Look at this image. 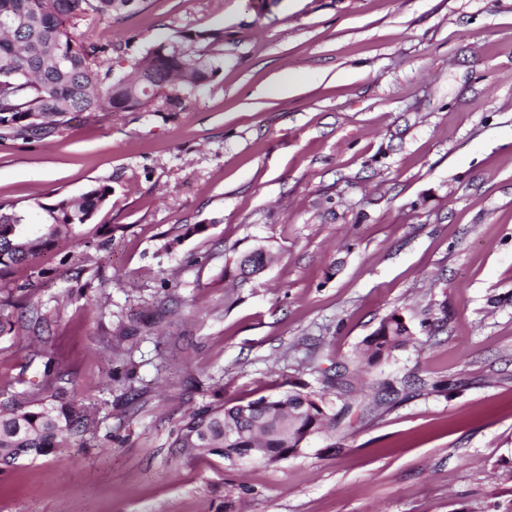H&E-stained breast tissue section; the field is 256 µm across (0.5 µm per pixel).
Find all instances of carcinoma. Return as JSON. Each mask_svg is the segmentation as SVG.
Masks as SVG:
<instances>
[{
    "instance_id": "cac0c4a2",
    "label": "carcinoma",
    "mask_w": 512,
    "mask_h": 512,
    "mask_svg": "<svg viewBox=\"0 0 512 512\" xmlns=\"http://www.w3.org/2000/svg\"><path fill=\"white\" fill-rule=\"evenodd\" d=\"M146 0H0V125L36 133L70 113L170 112L181 106L221 71L216 47L224 31L188 32L179 42L152 47L138 56L101 59L107 47L78 42L75 30L92 16L132 17ZM163 104L153 107L158 90ZM112 194L99 186L72 202L36 203L47 222L31 231L17 205L0 201V276L47 250L63 231L92 220ZM270 257L258 248L236 262L235 277L257 281ZM413 331L401 314L384 317L364 340V365L387 360L412 341ZM327 403L301 389H288L245 404H221L189 415L173 447L206 450L227 460L249 457V449H266L269 461L295 453L308 437L330 426ZM91 427L87 412L73 403L42 399L28 408L0 412V464L19 456H45Z\"/></svg>"
}]
</instances>
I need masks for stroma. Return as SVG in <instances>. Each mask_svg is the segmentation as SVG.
<instances>
[{
    "label": "stroma",
    "mask_w": 512,
    "mask_h": 512,
    "mask_svg": "<svg viewBox=\"0 0 512 512\" xmlns=\"http://www.w3.org/2000/svg\"><path fill=\"white\" fill-rule=\"evenodd\" d=\"M211 29L224 66L180 111L0 138L28 223L112 189L0 277V410L52 392L94 421L0 467V512H512V0H149L76 36ZM258 246L260 286L233 280ZM395 310L413 342L326 390ZM295 386L336 420L296 454L172 446Z\"/></svg>",
    "instance_id": "stroma-1"
}]
</instances>
